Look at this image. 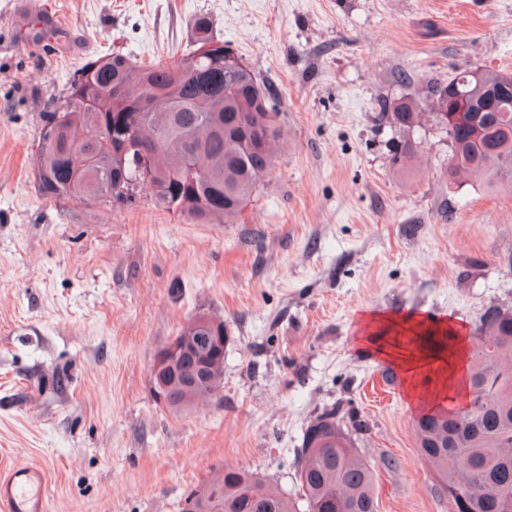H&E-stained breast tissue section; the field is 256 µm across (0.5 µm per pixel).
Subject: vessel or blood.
<instances>
[{
	"mask_svg": "<svg viewBox=\"0 0 512 512\" xmlns=\"http://www.w3.org/2000/svg\"><path fill=\"white\" fill-rule=\"evenodd\" d=\"M0 512H45L43 471L23 465L1 470Z\"/></svg>",
	"mask_w": 512,
	"mask_h": 512,
	"instance_id": "vessel-or-blood-1",
	"label": "vessel or blood"
}]
</instances>
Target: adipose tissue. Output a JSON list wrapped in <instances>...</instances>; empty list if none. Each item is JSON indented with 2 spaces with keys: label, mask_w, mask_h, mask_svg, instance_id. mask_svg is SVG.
<instances>
[{
  "label": "adipose tissue",
  "mask_w": 512,
  "mask_h": 512,
  "mask_svg": "<svg viewBox=\"0 0 512 512\" xmlns=\"http://www.w3.org/2000/svg\"><path fill=\"white\" fill-rule=\"evenodd\" d=\"M362 343L368 354L397 368L411 396L419 394V375L434 370L449 387L460 388L468 357L461 327L448 319L410 313H374Z\"/></svg>",
  "instance_id": "1"
}]
</instances>
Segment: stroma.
Returning <instances> with one entry per match:
<instances>
[{"label":"stroma","mask_w":512,"mask_h":512,"mask_svg":"<svg viewBox=\"0 0 512 512\" xmlns=\"http://www.w3.org/2000/svg\"><path fill=\"white\" fill-rule=\"evenodd\" d=\"M15 3L0 0V467L42 468L46 512H179L227 467L290 492L306 429L340 405L337 429L376 464L378 512H448L419 406L363 352L364 317H450L476 340L486 307H512V192L449 186L430 122L397 169L379 103L462 66L512 73V0ZM201 15L280 93L288 148L244 223L191 224L145 192L42 199L48 103L115 47L179 61ZM203 312L224 319V388L174 413L154 356Z\"/></svg>","instance_id":"stroma-1"}]
</instances>
